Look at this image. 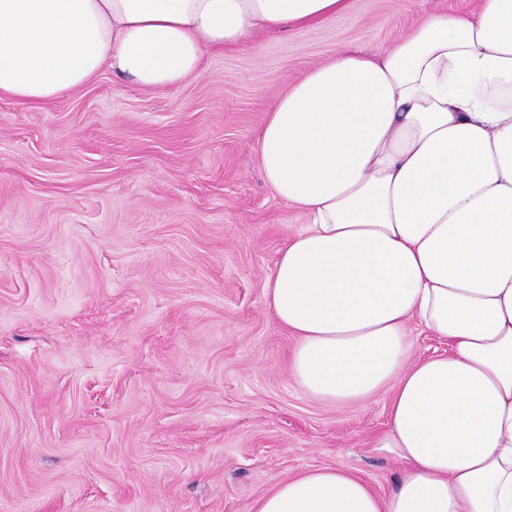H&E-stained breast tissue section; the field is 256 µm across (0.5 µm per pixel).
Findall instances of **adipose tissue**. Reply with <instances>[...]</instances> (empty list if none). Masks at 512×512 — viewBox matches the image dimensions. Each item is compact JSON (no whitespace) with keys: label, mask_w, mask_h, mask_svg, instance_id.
Returning a JSON list of instances; mask_svg holds the SVG:
<instances>
[{"label":"adipose tissue","mask_w":512,"mask_h":512,"mask_svg":"<svg viewBox=\"0 0 512 512\" xmlns=\"http://www.w3.org/2000/svg\"><path fill=\"white\" fill-rule=\"evenodd\" d=\"M349 0H0V95L63 98L105 71L181 84L259 28ZM273 194L303 211L265 285L289 368L329 402L390 399L386 493L340 467L252 512H512V0L440 13L374 54L338 51L258 133ZM447 351L411 361L410 324Z\"/></svg>","instance_id":"adipose-tissue-1"}]
</instances>
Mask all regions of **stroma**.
Returning <instances> with one entry per match:
<instances>
[{"mask_svg": "<svg viewBox=\"0 0 512 512\" xmlns=\"http://www.w3.org/2000/svg\"><path fill=\"white\" fill-rule=\"evenodd\" d=\"M476 6L352 0L174 87L105 72L39 106L0 96V512H251L324 466L390 486L387 393L332 404L289 374L264 288L307 218L256 138L337 51Z\"/></svg>", "mask_w": 512, "mask_h": 512, "instance_id": "35a3bbf8", "label": "stroma"}]
</instances>
